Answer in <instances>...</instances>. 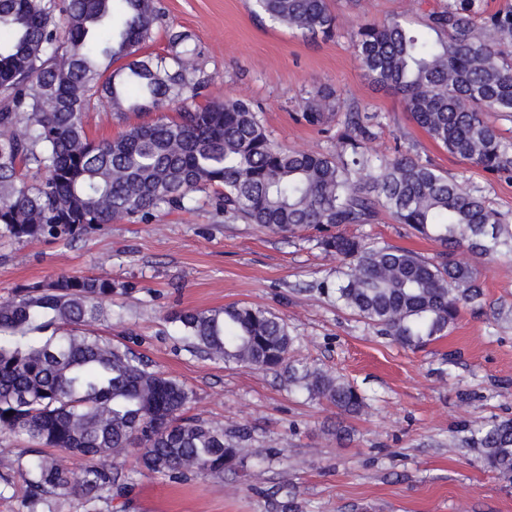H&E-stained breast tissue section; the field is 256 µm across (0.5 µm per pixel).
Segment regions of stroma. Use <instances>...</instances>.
Wrapping results in <instances>:
<instances>
[{
    "label": "stroma",
    "instance_id": "35a3bbf8",
    "mask_svg": "<svg viewBox=\"0 0 512 512\" xmlns=\"http://www.w3.org/2000/svg\"><path fill=\"white\" fill-rule=\"evenodd\" d=\"M445 0H329L341 24L329 39L310 38L253 15L254 0H158L162 20L149 48L166 46L168 28L192 34L205 88L195 103L246 98L270 138L287 148L332 152L344 113L329 125L299 120L300 104L319 88L371 116L370 147L383 158L412 150L421 161L479 190L512 225V180L466 165L434 142L393 90L373 83L352 49L360 24L399 17L425 27ZM212 191L190 211H162L147 222L108 224L74 239L0 241V300L15 288L61 275L111 279L112 318L100 334L128 344L151 367L192 392L188 415L245 431L249 475L205 474L171 480L138 473L137 455L95 458L120 466L133 486L118 512H512V478L490 471L470 430L512 419V255L474 258L480 304L461 310L443 337L407 348L336 304L329 290L340 262L312 232L295 236L214 213ZM346 234L435 259L438 248L388 213ZM268 308L287 324L293 357L341 376L365 395L358 416H339L309 397L285 372L209 359L187 346L171 317L232 304ZM350 431L334 435L337 424Z\"/></svg>",
    "mask_w": 512,
    "mask_h": 512
}]
</instances>
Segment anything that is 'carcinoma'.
<instances>
[{
  "label": "carcinoma",
  "mask_w": 512,
  "mask_h": 512,
  "mask_svg": "<svg viewBox=\"0 0 512 512\" xmlns=\"http://www.w3.org/2000/svg\"><path fill=\"white\" fill-rule=\"evenodd\" d=\"M258 12L304 36L340 26L328 0H255ZM156 0H0V237L70 239L104 224L190 210L194 193L216 189L215 210L232 220L295 234L313 230L347 268L336 303L407 347L445 334L482 296L468 255H512V226L448 173L400 151L380 158L368 117L347 110L336 153L288 150L271 140L243 98L187 104L199 52L186 31L153 39ZM512 8L448 0L428 31L402 19L359 26L352 48L374 82L396 90L437 144L493 175L512 177ZM120 66L113 67L114 63ZM178 107L177 116L94 140L86 112L121 120ZM342 105L330 89L302 102L300 118L321 126ZM440 248V260L368 246L340 230L371 224L379 211ZM112 280L61 276L24 285L0 301V435L32 446L25 468L27 512H55L74 496L82 512H113L131 477L123 469L61 468L43 452L93 458L138 452L140 471L174 480L244 471L247 434L186 415L192 392L155 371L95 326L112 317ZM188 344L217 360L266 371L288 368L311 398L355 416L365 398L349 381L290 365L287 323L252 305L179 312ZM487 467L512 478V420L473 431Z\"/></svg>",
  "instance_id": "carcinoma-1"
}]
</instances>
